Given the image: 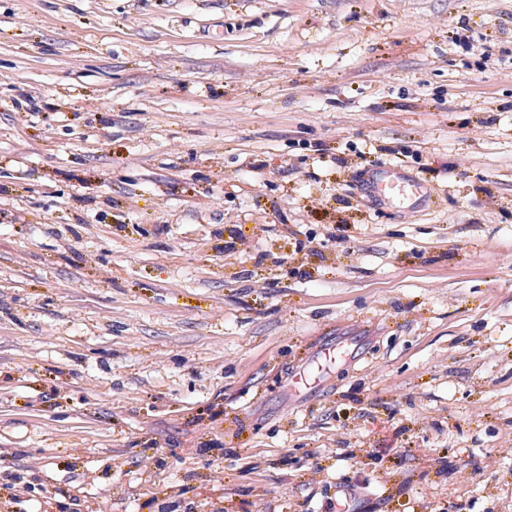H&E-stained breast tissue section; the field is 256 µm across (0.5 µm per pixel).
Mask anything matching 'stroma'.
I'll return each instance as SVG.
<instances>
[{"instance_id":"1","label":"stroma","mask_w":512,"mask_h":512,"mask_svg":"<svg viewBox=\"0 0 512 512\" xmlns=\"http://www.w3.org/2000/svg\"><path fill=\"white\" fill-rule=\"evenodd\" d=\"M16 496L512 512V0H0Z\"/></svg>"}]
</instances>
